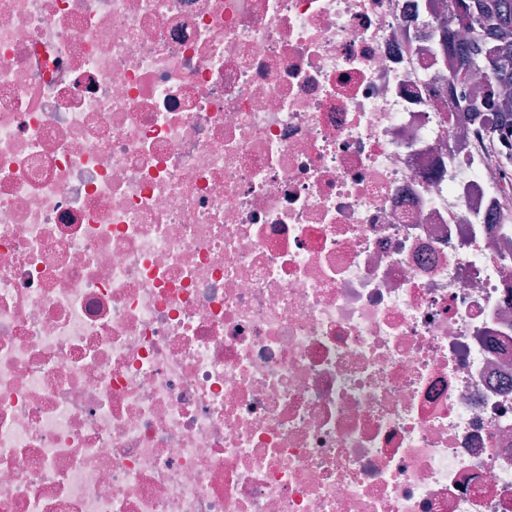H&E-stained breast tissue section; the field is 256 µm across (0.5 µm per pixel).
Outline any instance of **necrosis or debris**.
Returning <instances> with one entry per match:
<instances>
[{
  "label": "necrosis or debris",
  "instance_id": "4bbe7bcc",
  "mask_svg": "<svg viewBox=\"0 0 512 512\" xmlns=\"http://www.w3.org/2000/svg\"><path fill=\"white\" fill-rule=\"evenodd\" d=\"M452 2L0 0V512H512Z\"/></svg>",
  "mask_w": 512,
  "mask_h": 512
}]
</instances>
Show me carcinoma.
<instances>
[{
  "label": "carcinoma",
  "mask_w": 512,
  "mask_h": 512,
  "mask_svg": "<svg viewBox=\"0 0 512 512\" xmlns=\"http://www.w3.org/2000/svg\"><path fill=\"white\" fill-rule=\"evenodd\" d=\"M457 25L478 31L485 23L496 25L497 37L492 42L462 50L456 57V73L472 74L474 64L489 62L485 76L486 95L483 104L471 101L465 106L474 112L499 113L501 135L512 131V111L501 109L500 97L512 87V0H456L453 15Z\"/></svg>",
  "instance_id": "1"
}]
</instances>
